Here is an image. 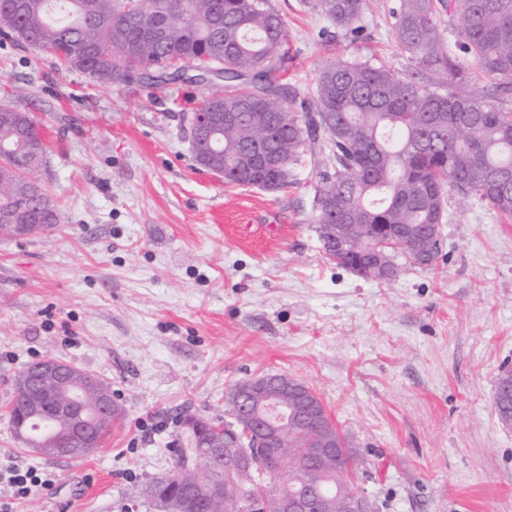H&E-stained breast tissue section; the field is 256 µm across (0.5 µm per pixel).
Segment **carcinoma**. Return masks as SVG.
Wrapping results in <instances>:
<instances>
[{
  "label": "carcinoma",
  "mask_w": 512,
  "mask_h": 512,
  "mask_svg": "<svg viewBox=\"0 0 512 512\" xmlns=\"http://www.w3.org/2000/svg\"><path fill=\"white\" fill-rule=\"evenodd\" d=\"M315 9L345 35L356 36L366 0H315ZM451 28L443 34L441 12ZM402 47L427 74L419 82L396 74L385 63L338 58L324 67L313 92L301 94L282 81L288 63L286 29L271 0H0V36L51 52L69 70L92 81L148 87L176 81L190 67L195 79L213 81L204 70L224 71V89L207 92L200 112L229 118L210 145L199 150L224 165V181L242 186L288 184L302 154L317 157L318 236L325 253L358 275L382 280L383 270L356 264L325 232L348 225L351 247L384 248L391 277L397 259L427 268L439 254L426 225L447 220V200L461 196L512 217V109L491 103L512 84V0H397L391 9ZM469 55L472 71L456 53ZM16 109L0 106V225L20 212L39 224L59 223V211L33 167L48 166V144L30 114L26 127L41 138L33 154ZM272 156L276 167L261 171L244 160ZM387 225L382 234L377 225ZM230 386L224 403L232 422L223 429L196 414L181 417L185 447L176 449V468L166 483L152 480L141 491L154 507L190 492L205 499L207 512H280L281 497L313 485L331 512L354 496L347 480L352 458L346 437L334 429L337 455L313 449L327 433L303 401L288 399V428L281 458L261 448L260 429L239 427L240 390ZM15 393L9 423L29 435L27 447L59 445L65 423L49 409L36 413ZM115 407L97 423L104 439L120 420ZM224 442L249 448L235 470L199 468L195 453ZM265 473L278 485L268 490Z\"/></svg>",
  "instance_id": "carcinoma-1"
}]
</instances>
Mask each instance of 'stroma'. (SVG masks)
Returning a JSON list of instances; mask_svg holds the SVG:
<instances>
[{
	"label": "stroma",
	"mask_w": 512,
	"mask_h": 512,
	"mask_svg": "<svg viewBox=\"0 0 512 512\" xmlns=\"http://www.w3.org/2000/svg\"><path fill=\"white\" fill-rule=\"evenodd\" d=\"M271 2L303 91L340 57L418 70L393 0H368L356 39L315 0ZM202 92L190 79L101 85L0 38V105L41 123L61 216L0 239V459L57 475L14 512H149L140 489L170 474L182 414L225 423V390L264 374L321 399L376 512H512V427L495 407L512 364V221L449 197L433 266L363 278L322 249L310 160L277 190L199 168L189 117ZM48 356L98 376L124 412L89 456L44 458L9 426L17 377Z\"/></svg>",
	"instance_id": "obj_1"
}]
</instances>
